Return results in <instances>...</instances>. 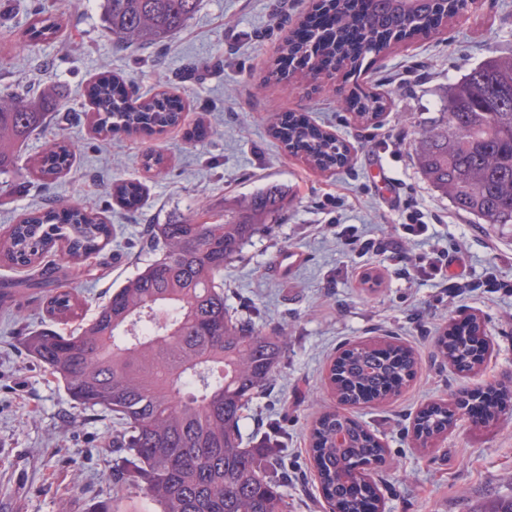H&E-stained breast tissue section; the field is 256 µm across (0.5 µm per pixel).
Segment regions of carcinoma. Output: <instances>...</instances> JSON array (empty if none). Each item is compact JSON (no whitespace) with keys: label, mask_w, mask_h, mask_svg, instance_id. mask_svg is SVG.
I'll return each instance as SVG.
<instances>
[{"label":"carcinoma","mask_w":512,"mask_h":512,"mask_svg":"<svg viewBox=\"0 0 512 512\" xmlns=\"http://www.w3.org/2000/svg\"><path fill=\"white\" fill-rule=\"evenodd\" d=\"M474 0H337L332 30L291 37L284 53L309 62L325 57L355 68L392 38L440 25ZM200 0H103L104 26L123 45L156 44L183 29ZM64 12L41 8L22 30L29 41L52 38ZM97 126L112 130H163L182 113L163 94L135 105L123 81L109 73L89 87ZM46 113L24 98L0 97V173L18 170L16 147ZM278 138L317 169L347 163L350 147L290 113L275 124ZM421 174L436 191L481 224L512 228V56L492 57L448 89L439 116L414 144ZM60 145L33 174L53 178L68 164ZM288 201L268 186L240 202L222 223L189 220L153 225L155 258L112 290L107 303L84 321L83 303L52 287L56 267L37 279L0 282V308L19 306L30 290L44 294L49 315L80 322L79 332L32 331L26 354L59 381L78 407L113 417L112 445L127 450L126 480L160 512H288L268 474L266 445L244 447L239 421L249 402L273 380L281 336L233 322L224 304V267L268 228ZM112 242V225L78 206L30 211L0 237V260L31 266L58 245L80 265ZM437 338L449 362L471 367L482 345ZM413 352L392 343L344 349L330 369L338 398L350 405L384 400L415 374ZM448 404L426 407L414 435L428 442L447 430ZM310 460L332 512H378L370 478L385 448L356 418L329 411L310 430ZM127 498L102 501L93 512H137Z\"/></svg>","instance_id":"1"}]
</instances>
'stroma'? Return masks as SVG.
<instances>
[{
	"mask_svg": "<svg viewBox=\"0 0 512 512\" xmlns=\"http://www.w3.org/2000/svg\"><path fill=\"white\" fill-rule=\"evenodd\" d=\"M318 6L202 0L163 44L122 48L105 31L101 0H61L66 26L58 38L31 45L14 37L0 48V92L29 90L49 114L18 148L21 171L0 195V235L54 201L111 224V244L84 266L57 261V288L78 293L89 318L151 259L150 225L218 223L246 196L271 184L286 188L288 205L271 233L255 236L225 270L224 297L232 314L284 339L273 380L240 428L251 444L273 439L288 512H328L309 463V429L339 405L326 376L340 349L383 336L410 347L419 365L396 396L351 410L387 450L372 471L381 512H490L512 499V402L492 424L459 421L425 448L412 427L428 403L512 377V230L476 223L434 191L413 143L437 117L449 84L488 57L512 55V0H479L439 29L392 43L355 73L276 74L282 46ZM106 70L132 97L178 101L181 124L152 136L97 133L86 88ZM355 93L381 98L383 111L360 119L342 105ZM289 112L346 142L350 163L321 173L288 152L271 123ZM60 144L70 151L69 168L48 180L30 175ZM149 153L161 155L160 168H145ZM123 182L140 185L136 204L114 195ZM416 208L433 240H400L396 227ZM349 225L373 240L365 257L344 251L338 233ZM456 244L468 280L492 272L500 287L460 293L407 275L405 255ZM21 309V318H0V512H92L133 491L113 469L114 421L77 407L24 351L28 332L68 335L77 323L49 316L38 292ZM472 318L487 343L475 371L448 364L434 347L444 329Z\"/></svg>",
	"mask_w": 512,
	"mask_h": 512,
	"instance_id": "35a3bbf8",
	"label": "stroma"
}]
</instances>
